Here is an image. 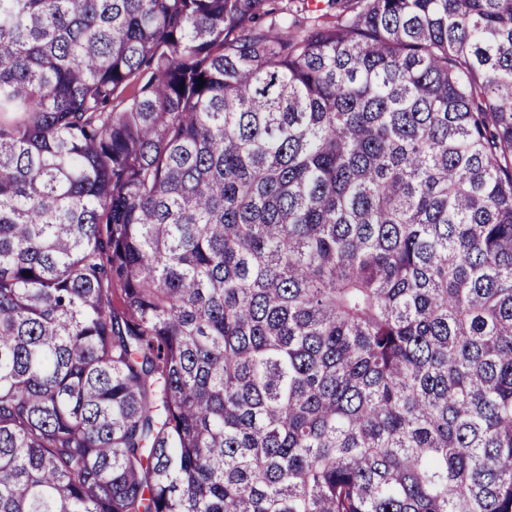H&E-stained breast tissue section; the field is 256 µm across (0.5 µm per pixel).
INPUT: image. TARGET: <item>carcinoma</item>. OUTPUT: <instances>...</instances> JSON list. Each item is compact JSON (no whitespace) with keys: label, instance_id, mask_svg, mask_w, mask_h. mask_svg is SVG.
Returning a JSON list of instances; mask_svg holds the SVG:
<instances>
[{"label":"carcinoma","instance_id":"cac0c4a2","mask_svg":"<svg viewBox=\"0 0 512 512\" xmlns=\"http://www.w3.org/2000/svg\"><path fill=\"white\" fill-rule=\"evenodd\" d=\"M288 14L0 0V512H512V0Z\"/></svg>","mask_w":512,"mask_h":512}]
</instances>
